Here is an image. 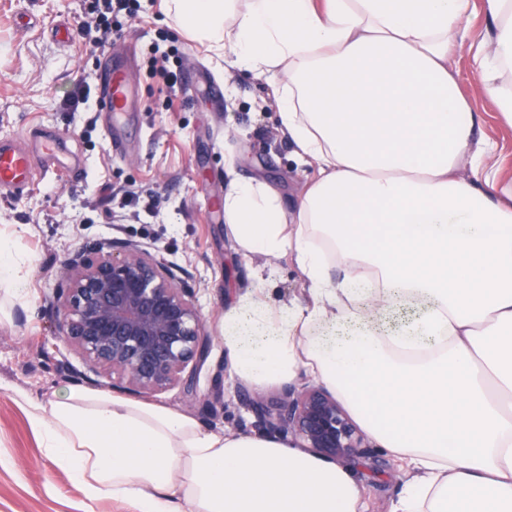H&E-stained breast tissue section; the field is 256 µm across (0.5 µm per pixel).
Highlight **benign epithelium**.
Returning a JSON list of instances; mask_svg holds the SVG:
<instances>
[{"label": "benign epithelium", "instance_id": "benign-epithelium-1", "mask_svg": "<svg viewBox=\"0 0 512 512\" xmlns=\"http://www.w3.org/2000/svg\"><path fill=\"white\" fill-rule=\"evenodd\" d=\"M58 330L93 369L121 375L126 389L147 394L184 379L210 349L192 294L171 267L132 240L82 247L63 261ZM252 408L267 430L337 461L367 447L334 395L321 386L289 389L272 403L258 394Z\"/></svg>", "mask_w": 512, "mask_h": 512}]
</instances>
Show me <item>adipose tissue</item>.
<instances>
[{
	"mask_svg": "<svg viewBox=\"0 0 512 512\" xmlns=\"http://www.w3.org/2000/svg\"><path fill=\"white\" fill-rule=\"evenodd\" d=\"M163 0L175 29L230 68L276 76L282 130L319 173L293 206L256 179L224 192L239 253L291 256L309 301L261 290L224 315L232 372L261 388L305 373L413 471L393 512H512V183L459 90L463 46L512 127V0ZM469 159V178L454 170ZM422 306L384 333L316 335L367 306ZM86 500L137 512H359L351 471L261 434H221L165 406L70 386L28 409Z\"/></svg>",
	"mask_w": 512,
	"mask_h": 512,
	"instance_id": "1",
	"label": "adipose tissue"
}]
</instances>
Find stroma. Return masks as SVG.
Returning <instances> with one entry per match:
<instances>
[{
	"instance_id": "stroma-1",
	"label": "stroma",
	"mask_w": 512,
	"mask_h": 512,
	"mask_svg": "<svg viewBox=\"0 0 512 512\" xmlns=\"http://www.w3.org/2000/svg\"><path fill=\"white\" fill-rule=\"evenodd\" d=\"M90 0H0V139L22 142L38 125L63 130L82 161L79 177L59 182L38 171L30 190L0 196V243L15 254L24 296L6 300L0 287V512H136L134 504L88 502L46 457L27 419L28 401H44L70 386L111 391V376L88 368L56 334L55 296L65 256L99 240L129 239L168 263L179 286L192 289L211 338L206 362L189 384L155 394L153 402L194 416L204 427L252 434L255 389L231 379L224 355V314L240 296L263 289L281 307L304 300L290 259L260 277V258L246 259L224 228L221 201L230 172L267 181L292 202L315 167L299 166L279 123L273 88L242 73L225 76L224 62L178 32L162 0H139L122 16L109 47L135 59L141 106L123 119L124 151L116 154L105 129L98 85L102 51L78 32L92 24ZM70 25V40L59 39ZM184 75L203 68L223 90L218 102L165 85L152 76L155 57ZM450 69L463 96L496 144L504 179H512V128L500 124L472 70L469 48ZM364 512H392L409 473L384 449L371 446L349 464Z\"/></svg>"
}]
</instances>
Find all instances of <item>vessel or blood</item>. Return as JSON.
<instances>
[{
    "label": "vessel or blood",
    "instance_id": "vessel-or-blood-1",
    "mask_svg": "<svg viewBox=\"0 0 512 512\" xmlns=\"http://www.w3.org/2000/svg\"><path fill=\"white\" fill-rule=\"evenodd\" d=\"M100 98L105 111L117 121L124 113L138 109L139 97L129 80L126 61L105 55ZM42 163L51 165L55 174L69 180L79 173L75 160L60 149L57 134L51 128H32L24 148L8 140L0 141V193L23 192Z\"/></svg>",
    "mask_w": 512,
    "mask_h": 512
}]
</instances>
